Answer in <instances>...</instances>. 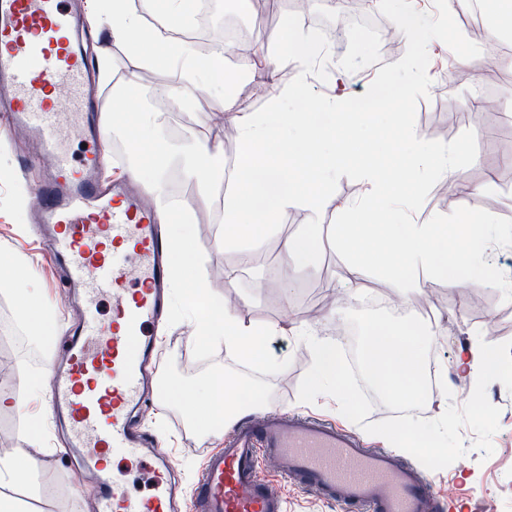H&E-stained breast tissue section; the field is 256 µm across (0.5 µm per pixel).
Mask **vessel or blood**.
<instances>
[{"label": "vessel or blood", "mask_w": 512, "mask_h": 512, "mask_svg": "<svg viewBox=\"0 0 512 512\" xmlns=\"http://www.w3.org/2000/svg\"><path fill=\"white\" fill-rule=\"evenodd\" d=\"M70 2L0 0V124L34 135L51 167L33 205L83 315L65 364L47 372V388L68 426L69 453L96 484V512H283L278 486L257 474L261 455L283 461L299 489L353 512H443L417 467L332 422L294 413L239 421L222 449L206 452L189 496L164 458L148 470L146 495L109 482L107 457L139 462L153 451L132 417L149 397L151 372L164 369L150 330L169 299L167 239L130 181L101 176L102 159H120L122 145L106 127L108 93L98 91L81 49L67 43L76 28ZM73 137L86 144L78 159L65 145ZM104 299L107 321L98 315Z\"/></svg>", "instance_id": "obj_1"}]
</instances>
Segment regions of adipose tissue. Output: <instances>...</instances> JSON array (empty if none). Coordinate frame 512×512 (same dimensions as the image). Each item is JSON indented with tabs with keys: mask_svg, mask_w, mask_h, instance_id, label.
I'll return each mask as SVG.
<instances>
[{
	"mask_svg": "<svg viewBox=\"0 0 512 512\" xmlns=\"http://www.w3.org/2000/svg\"><path fill=\"white\" fill-rule=\"evenodd\" d=\"M160 12L156 28H148L147 17ZM188 19V0H112V37L138 48L137 66L150 69L165 64L170 72L166 96L175 106H183L212 91L225 94V111L231 112L238 133L235 157L237 179L224 195V240L238 241L242 234H255L268 223L273 211L299 205L311 214L322 210L323 195L337 174L356 169L366 179L370 191L361 207L345 205L346 214H360L359 224H339L333 231L338 249L349 262L345 278L338 288L337 311L350 309L359 302L357 283L368 264L391 275L399 299L424 287L427 279L443 280L453 288H471L484 282L475 249L478 236L473 225L495 223L494 211L481 217L461 216L455 228L410 216L416 201L410 194L419 171L433 166L435 172L454 182L463 181L467 166L475 157L466 144L435 148L422 137H412L405 161L389 166L374 162L363 143L378 118L388 125L403 124L401 104L407 91L398 98L378 103L376 110L357 112L348 106L345 85L351 77L338 75L333 96L312 98L304 112L293 110V101L283 93L273 94L268 112L247 111L230 92L233 83L251 77V70L233 73L225 61L230 50L224 42L214 43L205 54H198L187 43L173 44L170 32ZM260 42L279 43L299 54L302 70L296 76L306 84L307 74L326 54V47L300 35L292 25L273 34H260ZM334 107L332 127L315 118L316 111ZM181 172L201 190L224 177V148L221 142L195 137L183 147ZM499 357L489 350L460 349L454 374L438 372L434 387L447 395L449 377L460 386H473L476 379L497 372ZM243 385L234 378L223 388H208L207 396L214 419L226 424L235 415L247 411L242 399Z\"/></svg>",
	"mask_w": 512,
	"mask_h": 512,
	"instance_id": "1",
	"label": "adipose tissue"
}]
</instances>
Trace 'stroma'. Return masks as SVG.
<instances>
[{
  "mask_svg": "<svg viewBox=\"0 0 512 512\" xmlns=\"http://www.w3.org/2000/svg\"><path fill=\"white\" fill-rule=\"evenodd\" d=\"M299 2L252 0L245 10L238 0H215L213 26L224 27L225 17L230 14L246 33L243 51L231 53L233 69H242L244 64L255 61L257 32L279 29L285 22H293L305 35H320L322 42L331 46L336 43L337 32H344L348 38L347 69L357 76L347 89L355 109L373 106L379 92L393 93L404 83L411 87V96L403 106L405 127L381 131L375 139L379 161H400L408 137L414 134L437 147L470 139L471 151L477 158L466 170V184L471 186V194H462V185L427 169L419 174L415 185L420 192L418 205L423 216L447 225L455 224L464 213L478 216L494 211L497 222L491 226L490 233L499 240L495 262L504 270L511 267L512 38L499 44L497 56H490L485 46L489 18L476 16L470 0H403V9L422 14L438 29H448L460 36L468 60L459 65L449 55L444 40L420 34L397 36L381 50L358 38L344 5H337L331 11L324 9L320 0L305 8L300 7ZM109 4L110 0H86L81 48L91 65H98L103 59L114 61L113 81L118 84L129 71H136V59L130 48L112 39ZM381 52L386 53L391 62L414 58V72L398 77L385 69L373 71V62ZM300 69L297 54L289 53L288 65L281 69L276 87L267 86L261 78H249L239 83L238 96L249 111H269L272 92H290L291 78ZM138 73V84L152 95L157 121L171 142L180 143L203 129L208 138L236 145L235 137L224 134L221 93L199 97L194 104L193 124L181 128L171 103L155 95V81L167 77V70L157 67ZM475 94L480 99L494 101L495 110L466 108L464 99ZM476 127L481 134L474 138L470 132ZM24 158L29 159V168L22 177H15V168ZM47 173L48 168L39 159L31 137L12 132L7 142L0 144V268H11L27 276L37 290L38 304L57 324L66 315L79 320L80 312L68 306L62 272L42 257L36 238L38 218L25 204ZM366 194L365 181L353 170L340 174L331 184L318 216L321 228L315 263L291 271L292 288L285 295L280 289L267 285L268 269L278 260L284 238L307 229L311 220L309 212L299 206L276 211L260 245L254 246L245 240L227 245L222 241L224 210L216 191L204 196L192 192L189 211L205 253L209 288L223 296L226 309L245 323H279L282 331L273 336L269 350L274 357L289 360L290 365L275 375L254 373L221 349L213 358L195 360L194 323L186 320L171 326L163 321L156 330L165 344L167 363L160 388L176 383L198 389L233 375L255 390L253 414L298 411L357 431V424L339 412L334 398L320 396L312 403L299 400V385L311 365V355L291 335L289 327L302 323L318 336L335 338L336 319L331 311L336 305V290L343 281L346 255L337 250L333 242V227L342 219L343 204L359 202ZM229 272L236 275L230 285L225 282ZM424 306L440 320L432 338L428 372L453 367L458 350L475 345L478 340L489 343L512 340V298L496 283H486L463 295L447 284L432 283L413 293L406 303L411 312ZM65 350L63 336L58 331L50 336L47 350H40L31 343L13 284L0 283V389L22 400L25 406L21 412L6 405L0 407V455L14 448H24L37 463L28 482L0 487V497L15 500L24 512H95L91 489L84 486L74 458L65 453L67 426L61 421L51 422L44 409L45 367L48 361L60 360ZM486 396L500 410L493 454L486 458L474 450L475 435L465 427L461 437L469 448L466 456L428 474L441 497L449 506L459 507L460 512H473L477 506L484 512H512V487L504 482L505 476L512 473V392L495 381L488 385ZM141 425L159 436L187 488L201 468L203 449L223 447L224 436L229 431L228 426L213 423L208 401L200 396L195 399L192 418H184L181 406L163 402L148 411ZM258 472L262 478L278 485L285 498L284 512H344L340 504L319 500L296 488L276 461L259 458Z\"/></svg>",
  "mask_w": 512,
  "mask_h": 512,
  "instance_id": "obj_1",
  "label": "stroma"
}]
</instances>
